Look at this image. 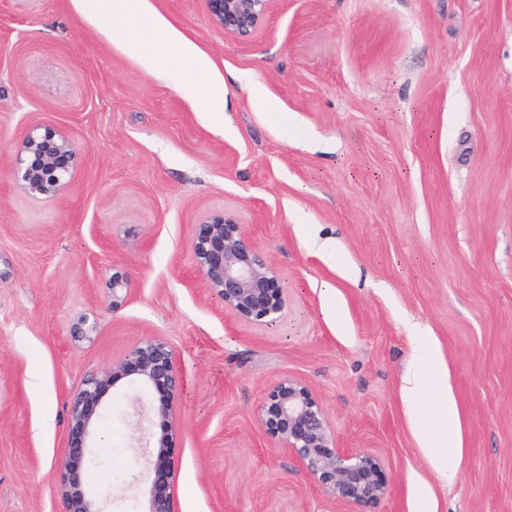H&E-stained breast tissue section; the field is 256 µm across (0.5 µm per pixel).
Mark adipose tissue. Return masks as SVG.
I'll return each mask as SVG.
<instances>
[{
  "mask_svg": "<svg viewBox=\"0 0 512 512\" xmlns=\"http://www.w3.org/2000/svg\"><path fill=\"white\" fill-rule=\"evenodd\" d=\"M144 0H76L79 11L154 75L173 81L203 103L216 128L224 126V82L211 59L170 25L143 8ZM411 364L402 382V398L411 408L416 438L432 473L453 482L461 435L448 368L435 343L419 323L407 322Z\"/></svg>",
  "mask_w": 512,
  "mask_h": 512,
  "instance_id": "1",
  "label": "adipose tissue"
}]
</instances>
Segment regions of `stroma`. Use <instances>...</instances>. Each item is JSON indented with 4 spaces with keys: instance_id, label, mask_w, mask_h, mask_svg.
<instances>
[{
    "instance_id": "35a3bbf8",
    "label": "stroma",
    "mask_w": 512,
    "mask_h": 512,
    "mask_svg": "<svg viewBox=\"0 0 512 512\" xmlns=\"http://www.w3.org/2000/svg\"><path fill=\"white\" fill-rule=\"evenodd\" d=\"M147 3L223 76V132L74 0H0V512H59L70 398L151 336L184 379L174 512H338L259 423L286 375L340 447L382 456L390 494L361 512H512V0H272L246 39L204 0ZM254 82L277 111L255 107ZM31 124L78 154L62 195L15 179ZM222 207L285 289L269 329L203 286L191 241ZM310 233L334 237L335 257L310 251ZM408 319L448 367L462 441L450 486L402 399ZM131 396L124 379L103 398L113 512L148 508L131 486Z\"/></svg>"
}]
</instances>
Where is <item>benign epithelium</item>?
<instances>
[{
  "label": "benign epithelium",
  "instance_id": "benign-epithelium-1",
  "mask_svg": "<svg viewBox=\"0 0 512 512\" xmlns=\"http://www.w3.org/2000/svg\"><path fill=\"white\" fill-rule=\"evenodd\" d=\"M271 0H205L213 22L224 33L247 38L263 23ZM18 174L31 195H58L69 183L78 156L67 136L38 125L21 141ZM191 251L203 285L224 304V310L257 329L275 326L286 300L272 265L249 236L237 213L222 208L206 213L196 224ZM135 395L126 412L131 447L143 461L140 477L149 483L147 512H173L169 492L173 470L169 449L179 434L171 423L172 402L183 390L174 349L164 339L146 338L121 359L88 375L68 403L67 454L60 476L62 512H106L112 502L105 489L86 491L80 468L94 463L104 445L98 423L111 409H101L105 387L129 377ZM155 392L151 402L142 392ZM266 436L293 456L319 489L346 507L376 504L389 494L382 457L366 450L336 445L326 412L300 379L284 376L266 390L257 409Z\"/></svg>",
  "mask_w": 512,
  "mask_h": 512
}]
</instances>
